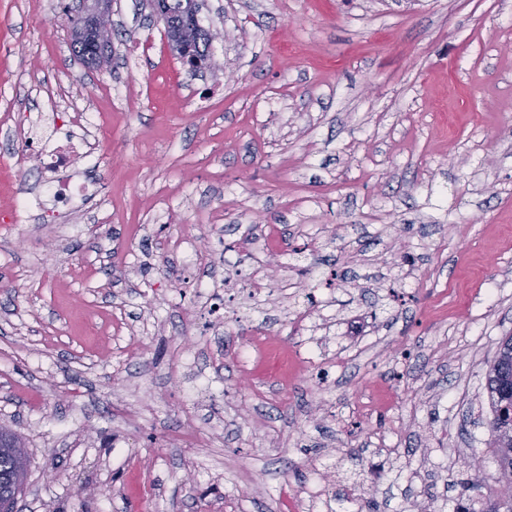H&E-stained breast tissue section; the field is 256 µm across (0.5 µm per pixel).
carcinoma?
Returning <instances> with one entry per match:
<instances>
[{"label":"carcinoma","mask_w":512,"mask_h":512,"mask_svg":"<svg viewBox=\"0 0 512 512\" xmlns=\"http://www.w3.org/2000/svg\"><path fill=\"white\" fill-rule=\"evenodd\" d=\"M486 389L492 412L489 447L498 462L497 481L505 483L492 512H512V419L507 415V406L512 405V336L501 343L495 355L486 376ZM25 483L14 454L0 450V507L14 504Z\"/></svg>","instance_id":"obj_1"}]
</instances>
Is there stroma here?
I'll return each mask as SVG.
<instances>
[{
	"instance_id": "obj_1",
	"label": "stroma",
	"mask_w": 512,
	"mask_h": 512,
	"mask_svg": "<svg viewBox=\"0 0 512 512\" xmlns=\"http://www.w3.org/2000/svg\"><path fill=\"white\" fill-rule=\"evenodd\" d=\"M80 2L0 0V211L44 181L8 127L102 118L70 171L102 196L68 227L0 223L16 512H283L280 487L313 483L336 512L357 487L377 512L493 506L512 0H203L196 76L148 0H112V52L86 65ZM200 26V25H199ZM201 35L199 41L196 43V52L209 56V49L211 41L207 36L208 30L200 26ZM179 59L183 68L188 72L191 71H207L211 68V59L200 57L193 49L192 44H189L183 40H180L179 46L173 51Z\"/></svg>"
}]
</instances>
